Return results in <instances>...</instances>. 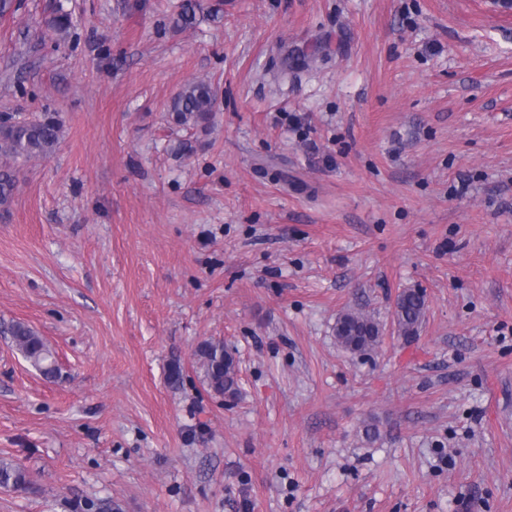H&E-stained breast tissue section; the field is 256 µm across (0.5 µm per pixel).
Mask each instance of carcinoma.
<instances>
[{
	"instance_id": "cac0c4a2",
	"label": "carcinoma",
	"mask_w": 512,
	"mask_h": 512,
	"mask_svg": "<svg viewBox=\"0 0 512 512\" xmlns=\"http://www.w3.org/2000/svg\"><path fill=\"white\" fill-rule=\"evenodd\" d=\"M48 30L64 36L73 27L69 14L56 10L42 19ZM217 95L206 81L187 84L173 99L172 117L183 127H206L214 112ZM61 123L56 113L43 112L29 118L16 115V119L0 120V208L10 204L17 185L21 166L32 160L50 155L59 143ZM425 295L420 290L407 289L396 299L394 323L401 336L417 333L425 314ZM16 350L47 380L60 376L55 353L48 342L33 327L15 321L5 329ZM336 339L351 352H366L380 341V328L370 316L347 311L336 322ZM203 359L204 376L208 388L217 395H234L237 390L238 369L233 358L224 351L221 342H204L198 349ZM33 487L29 471L21 464L0 459V489L29 492Z\"/></svg>"
}]
</instances>
